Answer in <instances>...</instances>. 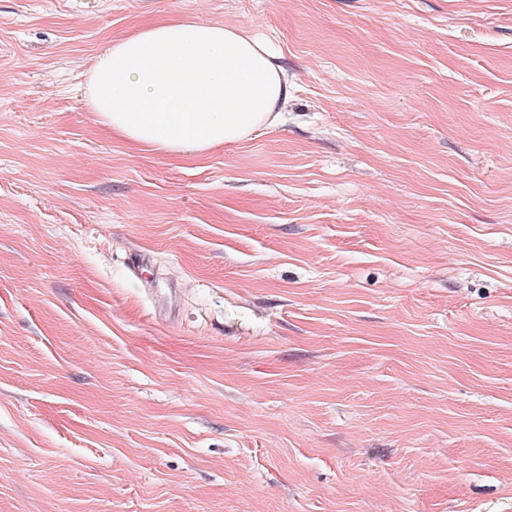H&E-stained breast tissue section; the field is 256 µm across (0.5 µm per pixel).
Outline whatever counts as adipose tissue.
Wrapping results in <instances>:
<instances>
[{
	"mask_svg": "<svg viewBox=\"0 0 512 512\" xmlns=\"http://www.w3.org/2000/svg\"><path fill=\"white\" fill-rule=\"evenodd\" d=\"M293 96L283 66L246 30L162 20L113 44L88 74L99 122L130 144L206 154L275 128Z\"/></svg>",
	"mask_w": 512,
	"mask_h": 512,
	"instance_id": "adipose-tissue-1",
	"label": "adipose tissue"
}]
</instances>
